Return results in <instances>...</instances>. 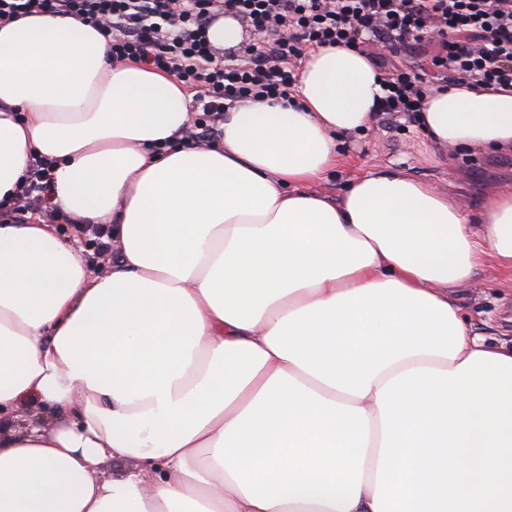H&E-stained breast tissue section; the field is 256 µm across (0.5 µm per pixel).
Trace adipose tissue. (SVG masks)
<instances>
[{
  "mask_svg": "<svg viewBox=\"0 0 512 512\" xmlns=\"http://www.w3.org/2000/svg\"><path fill=\"white\" fill-rule=\"evenodd\" d=\"M381 79L318 49L294 102H242L219 142L182 147L173 76L68 16L0 26V200L51 160L50 206L118 249L100 270L41 218L0 224V512H375L378 391L512 358L455 296L486 262L512 273V192L472 220L401 171L314 189L337 136L376 120ZM419 122L512 150V89L457 81ZM110 457L133 466L103 477Z\"/></svg>",
  "mask_w": 512,
  "mask_h": 512,
  "instance_id": "adipose-tissue-1",
  "label": "adipose tissue"
}]
</instances>
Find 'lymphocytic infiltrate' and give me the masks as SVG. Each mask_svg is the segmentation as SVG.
<instances>
[{
  "label": "lymphocytic infiltrate",
  "instance_id": "f902f5d3",
  "mask_svg": "<svg viewBox=\"0 0 512 512\" xmlns=\"http://www.w3.org/2000/svg\"><path fill=\"white\" fill-rule=\"evenodd\" d=\"M35 13L102 26L113 60L165 72L194 90L189 140L213 139L225 112L287 99L309 51L427 44L424 64L386 71L378 112L416 117L430 80L448 70L496 90L512 87V0H0V25ZM230 14L257 40L217 57L211 22Z\"/></svg>",
  "mask_w": 512,
  "mask_h": 512
}]
</instances>
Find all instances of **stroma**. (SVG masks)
Returning a JSON list of instances; mask_svg holds the SVG:
<instances>
[{"label": "stroma", "instance_id": "35a3bbf8", "mask_svg": "<svg viewBox=\"0 0 512 512\" xmlns=\"http://www.w3.org/2000/svg\"><path fill=\"white\" fill-rule=\"evenodd\" d=\"M342 143L341 164L319 186L332 196L341 194L354 177L377 170L403 171L445 191L473 214L490 192L512 191L511 151L440 146L403 116L384 117L366 134L343 138ZM458 297L476 331L489 338H512L511 275L486 263Z\"/></svg>", "mask_w": 512, "mask_h": 512}]
</instances>
